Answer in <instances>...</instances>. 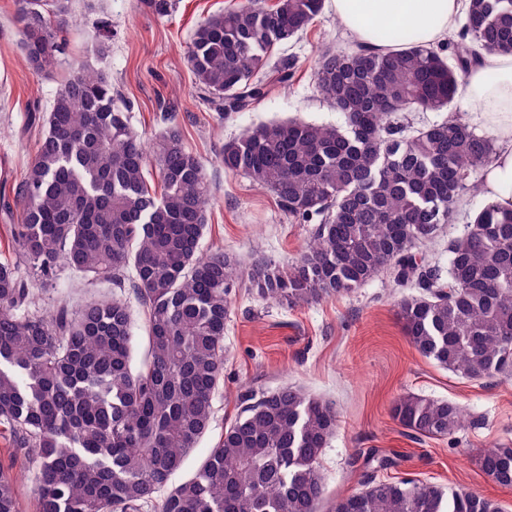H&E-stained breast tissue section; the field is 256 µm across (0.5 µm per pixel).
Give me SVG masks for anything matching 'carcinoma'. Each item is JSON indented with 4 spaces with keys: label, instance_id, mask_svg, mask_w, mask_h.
<instances>
[{
    "label": "carcinoma",
    "instance_id": "obj_1",
    "mask_svg": "<svg viewBox=\"0 0 512 512\" xmlns=\"http://www.w3.org/2000/svg\"><path fill=\"white\" fill-rule=\"evenodd\" d=\"M323 0H240L194 31L187 63L220 115L245 112L288 85L289 66L269 52L307 30ZM69 0H18L21 49L33 70L61 65ZM380 37L382 53L325 49L317 92L343 122L262 123L224 143V171L273 193L289 215L320 218L292 262L242 268L222 247L201 251L212 185L205 165L169 125L147 141L116 104L90 59L54 91L42 133L14 193L18 257L0 263V432L36 464L39 512H319L320 466L336 431L335 406L283 384L246 404L195 474L174 486L207 433L224 371V330L235 288L296 307L342 295L390 268L403 297L404 334L424 357L481 380L512 372V209L483 201L448 243V280L416 248L435 240L455 207L480 191L474 175L494 160L488 134L455 118L423 128L400 112L440 111L454 101L478 51H512V0H471L452 44L415 41L409 28ZM156 175L160 190L151 188ZM3 202V205H12ZM78 277L113 290L75 310L30 309L33 284ZM146 316L148 361L132 365L127 285ZM401 426L446 437L464 422L455 402L403 396ZM483 472L512 486V446L489 448ZM0 512H18L14 476L0 465ZM332 512H502L476 492L371 480Z\"/></svg>",
    "mask_w": 512,
    "mask_h": 512
}]
</instances>
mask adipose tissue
<instances>
[{"instance_id": "obj_1", "label": "adipose tissue", "mask_w": 512, "mask_h": 512, "mask_svg": "<svg viewBox=\"0 0 512 512\" xmlns=\"http://www.w3.org/2000/svg\"><path fill=\"white\" fill-rule=\"evenodd\" d=\"M464 7V0H332L337 21L369 51L384 49L377 32L396 24L413 29L418 42L446 43ZM462 91L472 123L488 130L498 143L482 191L490 200L511 207L512 52L484 54L466 75Z\"/></svg>"}]
</instances>
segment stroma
Instances as JSON below:
<instances>
[{
    "mask_svg": "<svg viewBox=\"0 0 512 512\" xmlns=\"http://www.w3.org/2000/svg\"><path fill=\"white\" fill-rule=\"evenodd\" d=\"M234 2L163 0L159 12L148 0H70L74 21L64 33L65 61L47 75L34 73L23 61L18 0H0V194L14 193L36 151L38 130L28 125L30 113L46 110L56 87L86 60L88 47L103 38L108 45L104 67L120 103L129 107L133 128L152 137L165 128L164 113H173L188 150L208 170L215 202L207 212L202 249L222 246L245 268L261 259L294 260L315 222L289 217L269 191L226 173L217 151L244 128L260 123L289 118L341 123V114L314 89L313 66L319 48L351 49L356 42L331 8L323 7L306 31L271 52V66L290 63L289 87H271L250 110L221 121L195 87L186 58L195 29ZM481 202L476 196L458 205L438 238L419 246L426 264L447 268L449 240L466 231L469 215ZM408 292L384 272L350 293L286 308L262 301L248 283H241L226 322L224 373L213 395L211 428L173 484L195 474L236 420L244 398L288 382L332 402L339 415L320 459L322 512H331L337 500L363 489L372 478L473 491L512 512V486L495 483L480 466L481 451L512 444V375L471 380L422 356L397 316V304ZM100 294V289L69 279L37 293L35 308L44 311L59 302L75 308ZM406 395L461 404L463 427L448 437L408 435L391 414L394 402ZM0 464L17 477L21 512H38L35 465L1 436Z\"/></svg>",
    "mask_w": 512,
    "mask_h": 512,
    "instance_id": "stroma-1",
    "label": "stroma"
}]
</instances>
